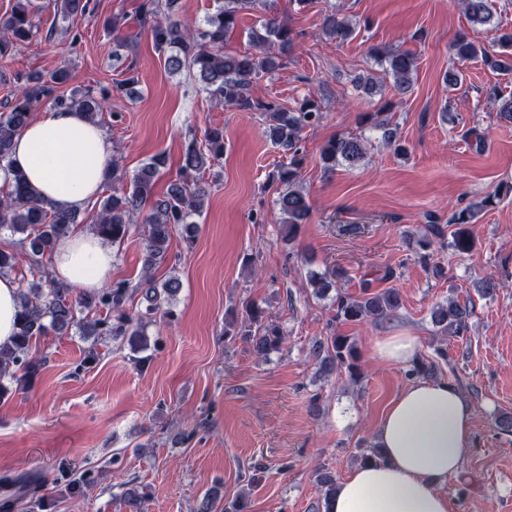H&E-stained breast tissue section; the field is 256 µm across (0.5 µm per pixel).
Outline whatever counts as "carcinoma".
<instances>
[{"label": "carcinoma", "mask_w": 512, "mask_h": 512, "mask_svg": "<svg viewBox=\"0 0 512 512\" xmlns=\"http://www.w3.org/2000/svg\"><path fill=\"white\" fill-rule=\"evenodd\" d=\"M275 0H214V10L204 19L200 34L182 26L172 19L176 0H166V9L152 7L146 14L154 16L151 25L156 47L165 55V63L172 71L186 69L193 73L199 87L211 98L226 105H232L239 112H259L264 117L265 134L273 145L280 148L287 161L280 164L274 180L280 186L275 205L278 207L280 223L287 229L288 239L309 216L310 203L301 186V172L304 163L299 141L301 132L317 124L322 118L321 108L313 99L303 100L293 111L286 110L276 100L254 98L250 87L260 74H272L282 67V57L288 55L294 44L290 27L273 13ZM465 15L472 25L487 28L491 33L488 44L477 45L461 34L452 43V50L458 58L481 60L493 70H509L512 64L504 55L512 52V29H504L493 23L488 0H460ZM262 7L265 15L258 26L249 33V40L256 49L254 53H229L224 44L234 31L237 15L243 10ZM34 24L27 10L18 7L7 17L0 18V57L7 56L13 48L32 35ZM322 32L330 37L346 41L354 29L348 19L332 12L325 16ZM369 55L393 78V89L404 95L410 88L411 78L416 70V58L409 51L386 50L373 47ZM67 70L60 68L44 77L33 75L26 78L16 96L0 113V176L6 191L0 196V231L7 230L19 235L17 248L12 251L0 249V275H9L20 264L30 266L32 279L18 292L19 330L14 341L7 347H0V396L8 393L4 382L17 386L26 384L35 377L42 366V360L31 354L33 340L48 331L66 335L69 329H79L81 335L115 336L123 339L136 354L149 348L146 327L161 306L160 296H174L181 288L176 277L157 283L152 270L162 263L167 255L174 232L181 231L185 242L195 241L198 227L193 217L200 214L208 195L202 186L203 174L224 154V129L214 127L206 135V143L200 147L192 142L182 156L181 168L185 177L167 185L162 196H155V187L165 157L155 155L143 163L128 177L117 162H112V173L106 182L112 183L108 195L95 202L98 207V223L94 231L104 241L119 245L128 238L133 227L134 215L150 205L144 216L145 253L143 277L136 283L114 282L96 292L73 295V289L58 284L45 266L44 259L51 257L56 242L68 234L78 222L79 212L63 211L51 203L35 196L24 173L12 168L10 152L15 136L30 119L34 103L49 96L53 88L66 83ZM356 87L371 97L381 92L378 79L367 74L354 78ZM61 108L79 110L92 122L103 107V99L91 90L75 91L68 98L56 99ZM380 113L365 115L375 128L383 130V136L394 151L404 147L399 144L395 129L386 120L373 121ZM366 153L363 138L352 135H337L326 141L320 149V161L324 169L333 171L338 166L355 167ZM478 210L468 206L456 210L448 218V246L457 254H466L474 246L471 230ZM308 282L315 294L324 297L336 281L316 272L308 274ZM142 294L144 311L132 317L126 306L136 294ZM336 319L346 322L363 323L383 320L400 308L398 290L368 293L358 298L335 294ZM102 310L105 316L94 313ZM248 324L240 330L247 337L254 351L261 357L282 350L285 336L273 323L262 324L263 310L258 304H246ZM470 315L467 306L453 300L439 305L431 312V322L438 331L461 334L466 328ZM313 356L319 361L323 372L345 371L350 380L361 377L359 350L349 336L334 334L315 344ZM438 363L419 358L414 361L409 376L414 379L433 377ZM318 483L324 497L329 501L336 490V478L325 469L318 471ZM4 494L0 495V512H14L19 500L35 490V478L20 475L14 478H0Z\"/></svg>", "instance_id": "1"}]
</instances>
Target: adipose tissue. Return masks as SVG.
Returning a JSON list of instances; mask_svg holds the SVG:
<instances>
[{
    "label": "adipose tissue",
    "mask_w": 512,
    "mask_h": 512,
    "mask_svg": "<svg viewBox=\"0 0 512 512\" xmlns=\"http://www.w3.org/2000/svg\"><path fill=\"white\" fill-rule=\"evenodd\" d=\"M11 164L38 196L79 211L112 170V142L83 113L49 108L16 136ZM115 258L112 245L75 229L57 241L51 272L67 287L95 290L111 279ZM377 442L384 462L358 466L340 481L329 512H448L440 486L473 442L471 406L447 380H414L384 412Z\"/></svg>",
    "instance_id": "obj_1"
}]
</instances>
